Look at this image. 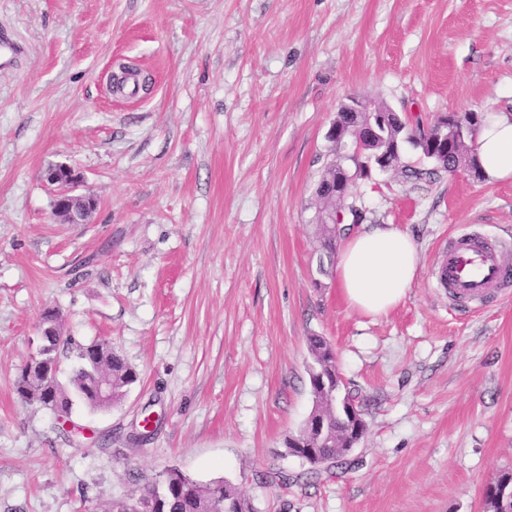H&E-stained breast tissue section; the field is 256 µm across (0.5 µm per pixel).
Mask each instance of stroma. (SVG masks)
Returning <instances> with one entry per match:
<instances>
[{"label":"stroma","instance_id":"stroma-1","mask_svg":"<svg viewBox=\"0 0 512 512\" xmlns=\"http://www.w3.org/2000/svg\"><path fill=\"white\" fill-rule=\"evenodd\" d=\"M1 29L27 53L0 70V512H111L170 468L251 512H486L512 470V293L469 311L435 271L459 231L512 242V179L358 181L420 255L376 321L317 270L314 189L347 96L426 126L512 111V0H0ZM61 164L85 223L54 215ZM48 308L139 376L74 403L71 433L14 388ZM313 335L368 425L314 475L286 451Z\"/></svg>","mask_w":512,"mask_h":512}]
</instances>
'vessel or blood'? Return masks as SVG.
<instances>
[{"mask_svg":"<svg viewBox=\"0 0 512 512\" xmlns=\"http://www.w3.org/2000/svg\"><path fill=\"white\" fill-rule=\"evenodd\" d=\"M504 248L502 242L468 232L451 236L436 271L439 286L468 308L497 299L512 288V273L501 260Z\"/></svg>","mask_w":512,"mask_h":512,"instance_id":"obj_1","label":"vessel or blood"}]
</instances>
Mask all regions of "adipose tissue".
<instances>
[{
	"label": "adipose tissue",
	"mask_w": 512,
	"mask_h": 512,
	"mask_svg": "<svg viewBox=\"0 0 512 512\" xmlns=\"http://www.w3.org/2000/svg\"><path fill=\"white\" fill-rule=\"evenodd\" d=\"M476 154L484 175L512 178V112L487 115L479 129ZM419 253L407 229L365 224L347 234L336 261V285L347 306L379 319L407 297L419 271Z\"/></svg>",
	"instance_id": "obj_1"
}]
</instances>
